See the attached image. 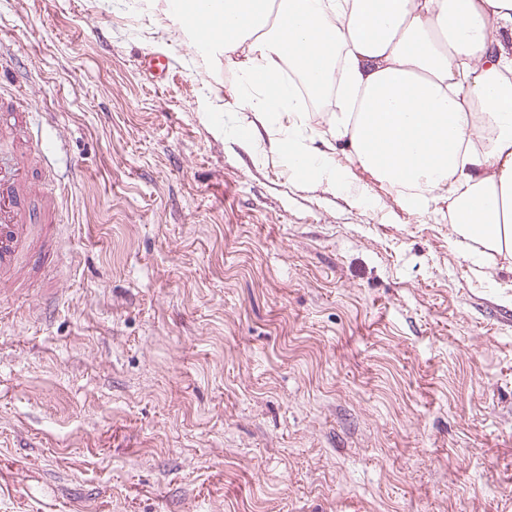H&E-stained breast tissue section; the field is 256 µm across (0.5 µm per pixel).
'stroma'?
I'll return each instance as SVG.
<instances>
[{
    "instance_id": "35a3bbf8",
    "label": "stroma",
    "mask_w": 512,
    "mask_h": 512,
    "mask_svg": "<svg viewBox=\"0 0 512 512\" xmlns=\"http://www.w3.org/2000/svg\"><path fill=\"white\" fill-rule=\"evenodd\" d=\"M166 8L0 0V100L37 110L0 142L59 241L0 295V512H512V263L244 150Z\"/></svg>"
}]
</instances>
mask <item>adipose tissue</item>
Instances as JSON below:
<instances>
[{
	"label": "adipose tissue",
	"mask_w": 512,
	"mask_h": 512,
	"mask_svg": "<svg viewBox=\"0 0 512 512\" xmlns=\"http://www.w3.org/2000/svg\"><path fill=\"white\" fill-rule=\"evenodd\" d=\"M190 35L219 31L206 56L249 87L260 127L245 149L287 153L303 180L349 191L350 171L316 151L284 69L333 91L329 137L409 212L445 202L484 263L512 259V0H179ZM296 114L287 137L260 129Z\"/></svg>",
	"instance_id": "adipose-tissue-1"
}]
</instances>
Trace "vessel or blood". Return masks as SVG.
Segmentation results:
<instances>
[{"instance_id":"vessel-or-blood-1","label":"vessel or blood","mask_w":512,"mask_h":512,"mask_svg":"<svg viewBox=\"0 0 512 512\" xmlns=\"http://www.w3.org/2000/svg\"><path fill=\"white\" fill-rule=\"evenodd\" d=\"M39 196L45 205L32 211L31 201ZM56 207V196H42L24 164L0 154L1 290L21 288L20 273L30 254L51 250L55 240L51 217Z\"/></svg>"}]
</instances>
